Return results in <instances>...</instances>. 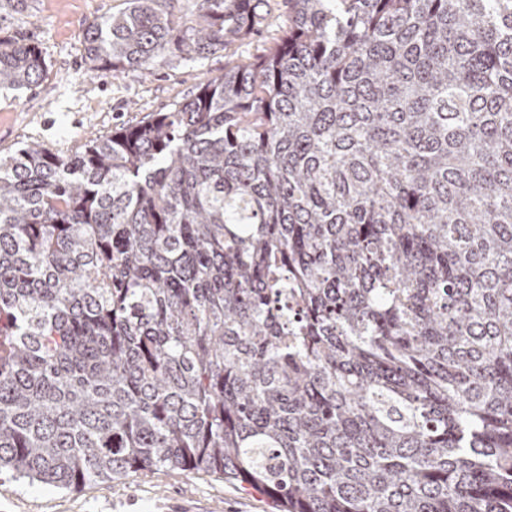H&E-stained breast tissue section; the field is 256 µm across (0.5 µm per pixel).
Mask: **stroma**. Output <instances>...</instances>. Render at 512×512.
<instances>
[{
    "label": "stroma",
    "instance_id": "obj_1",
    "mask_svg": "<svg viewBox=\"0 0 512 512\" xmlns=\"http://www.w3.org/2000/svg\"><path fill=\"white\" fill-rule=\"evenodd\" d=\"M126 6V0H26L22 10H0V38L25 37L40 45L47 61L38 84L0 88L1 156L31 141L66 156L93 136L168 111L225 67L267 54L288 23L285 0H266L262 22L251 34L204 58L165 54L148 74L136 68L91 70L85 28ZM0 512H277V507L240 482L161 468L78 491L0 476Z\"/></svg>",
    "mask_w": 512,
    "mask_h": 512
}]
</instances>
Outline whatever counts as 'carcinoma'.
Masks as SVG:
<instances>
[{
  "instance_id": "cac0c4a2",
  "label": "carcinoma",
  "mask_w": 512,
  "mask_h": 512,
  "mask_svg": "<svg viewBox=\"0 0 512 512\" xmlns=\"http://www.w3.org/2000/svg\"><path fill=\"white\" fill-rule=\"evenodd\" d=\"M127 0L92 69L248 34ZM276 48L0 158V471L222 475L279 512H512V0H288ZM47 70L0 38V87Z\"/></svg>"
}]
</instances>
